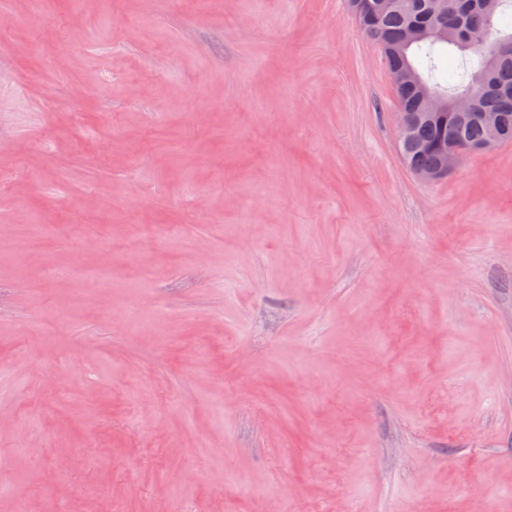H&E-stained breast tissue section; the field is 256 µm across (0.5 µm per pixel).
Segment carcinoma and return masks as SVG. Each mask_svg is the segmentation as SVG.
Returning a JSON list of instances; mask_svg holds the SVG:
<instances>
[{"label":"carcinoma","mask_w":512,"mask_h":512,"mask_svg":"<svg viewBox=\"0 0 512 512\" xmlns=\"http://www.w3.org/2000/svg\"><path fill=\"white\" fill-rule=\"evenodd\" d=\"M427 0H400V6L386 14L379 28L357 19L361 30L374 42L379 39L392 43L413 22H423L448 29V39L424 38L405 49L400 57L386 58L388 71L402 64L411 65L433 91L452 99L459 95L476 96L477 112H494L501 124L502 139L512 142V0H499V8L489 18L481 10L479 0H449L448 15L432 18L427 12ZM490 31L484 43L476 40L479 33ZM459 54L458 72L440 82L437 77L445 54ZM398 104L408 112H420L422 107L416 91L405 89L396 94ZM444 133L436 121L421 124L416 138L400 146V153L411 163L435 167L439 156L425 148L430 140ZM460 138L469 147L489 144L493 137L488 127L479 121L464 125Z\"/></svg>","instance_id":"cac0c4a2"}]
</instances>
